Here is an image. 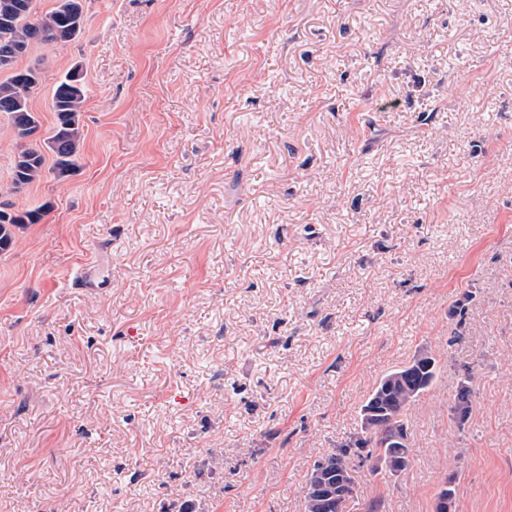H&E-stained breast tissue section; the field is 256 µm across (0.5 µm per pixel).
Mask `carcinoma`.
I'll use <instances>...</instances> for the list:
<instances>
[{"instance_id":"cac0c4a2","label":"carcinoma","mask_w":512,"mask_h":512,"mask_svg":"<svg viewBox=\"0 0 512 512\" xmlns=\"http://www.w3.org/2000/svg\"><path fill=\"white\" fill-rule=\"evenodd\" d=\"M25 0H0V50L10 45L25 44L34 36L26 17L4 18V5L23 3ZM81 0H59L51 11L39 15L38 28L51 37V41L66 45L77 39L82 30L72 27V13L79 11ZM33 92L27 87L8 78L0 81V113L8 115L14 112L32 111ZM86 100L84 79H72L65 74L56 81L52 89L50 109L54 113L53 135L46 146L53 157L52 170L60 179L69 177L70 170L78 167L83 143L82 112ZM30 130L15 128L16 152L14 156L12 178L23 184L35 183L44 175L45 155L42 149L28 141ZM44 215L42 208L8 213L0 208V252L8 250L13 242V228L21 224H36ZM440 371L439 361L430 351H421L405 365L392 369L376 383L361 407V418H366V410L371 405L396 418V427L402 435H407L405 418L411 408L432 387ZM471 375L459 381L454 396V406L463 407L464 417H470L472 410ZM363 436L352 444H345L328 453V456L343 457L344 466L352 467L355 455L349 452L351 447L367 450L365 459L373 461L375 476H387L392 470L384 465L393 463V467L405 471L411 464L410 448L404 446L400 457H393V443L389 437L361 426Z\"/></svg>"}]
</instances>
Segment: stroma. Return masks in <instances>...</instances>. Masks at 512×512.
<instances>
[{
  "mask_svg": "<svg viewBox=\"0 0 512 512\" xmlns=\"http://www.w3.org/2000/svg\"><path fill=\"white\" fill-rule=\"evenodd\" d=\"M19 64L41 138L87 99L17 193L0 114V199L49 207L0 253V512H303L422 349L411 465L343 512H512V0H87ZM82 69L75 66L52 89L50 109L54 113L53 135L48 138L46 146L53 157L52 170L60 179L70 176V170L78 167L83 143L82 112L86 100L84 76Z\"/></svg>",
  "mask_w": 512,
  "mask_h": 512,
  "instance_id": "1",
  "label": "stroma"
}]
</instances>
